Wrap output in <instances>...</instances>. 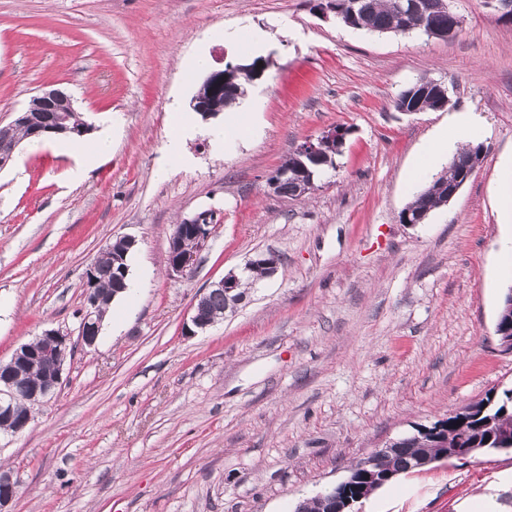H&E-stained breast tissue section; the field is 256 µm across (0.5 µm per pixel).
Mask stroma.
Instances as JSON below:
<instances>
[{
    "instance_id": "stroma-1",
    "label": "stroma",
    "mask_w": 512,
    "mask_h": 512,
    "mask_svg": "<svg viewBox=\"0 0 512 512\" xmlns=\"http://www.w3.org/2000/svg\"><path fill=\"white\" fill-rule=\"evenodd\" d=\"M314 0H0V127L44 89L120 137L79 184L56 141L20 143L0 169V361L44 329L77 334L86 273L119 237L137 287L114 300L93 347L20 436L0 433L10 512H295L359 459L415 427L512 388L495 334L512 287V223L496 207L512 156V22L485 0H453L462 33L381 35L324 19ZM268 35L250 87L252 136L161 179L173 101L198 89L183 60L247 61L235 34ZM445 84L448 109L397 111V94ZM483 125L482 168L421 224L401 223L406 174L449 112ZM348 134L312 194L267 181L330 128ZM214 227L192 273L168 264L174 224ZM273 252L279 268L206 330L191 305L229 271ZM512 512V455L430 464L374 492L359 512H462L484 494Z\"/></svg>"
}]
</instances>
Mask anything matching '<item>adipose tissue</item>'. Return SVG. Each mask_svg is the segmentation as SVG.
Wrapping results in <instances>:
<instances>
[{
	"mask_svg": "<svg viewBox=\"0 0 512 512\" xmlns=\"http://www.w3.org/2000/svg\"><path fill=\"white\" fill-rule=\"evenodd\" d=\"M257 117L256 104L247 101L242 103L240 110L227 113L223 124L209 127L204 133L216 146L232 138L245 140L250 137ZM170 126L171 133L164 145L166 161L157 170L161 178L187 165L184 143L199 131L191 115L176 104L170 108ZM480 131L481 125L473 112L462 110L450 113L446 127L434 136L432 143L418 158L410 173V182L431 178L447 161L449 153L454 152L456 143L474 138ZM116 134V127L108 125L92 140L61 143V151L75 158V164L69 171L72 182L84 181L97 160L111 155Z\"/></svg>",
	"mask_w": 512,
	"mask_h": 512,
	"instance_id": "1",
	"label": "adipose tissue"
}]
</instances>
